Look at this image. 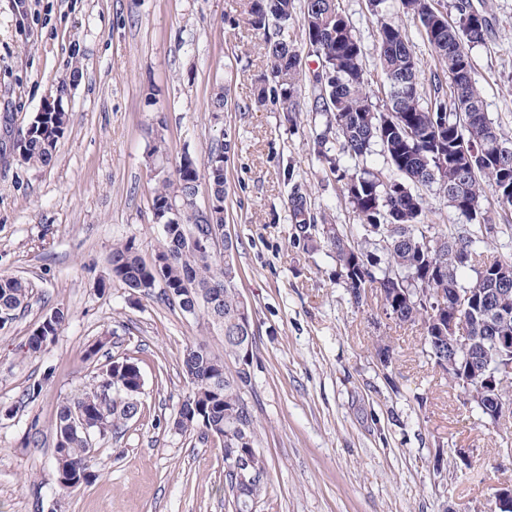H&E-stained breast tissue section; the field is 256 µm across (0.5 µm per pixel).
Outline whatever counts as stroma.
<instances>
[{
    "label": "stroma",
    "instance_id": "stroma-1",
    "mask_svg": "<svg viewBox=\"0 0 512 512\" xmlns=\"http://www.w3.org/2000/svg\"><path fill=\"white\" fill-rule=\"evenodd\" d=\"M0 0V275L26 279V308L0 324V512H227L218 439L173 428L191 385L192 343L223 354L197 316L139 296L113 277L115 245L145 261L166 246L151 209L150 154L224 160L225 230L238 243L240 289L256 330L244 390L268 463L257 512H494L512 484V418L491 423L423 354L421 326L355 303L323 249L295 241L288 192L299 183L318 222L356 233L358 218L312 150L322 119L300 87L296 124L258 98L270 62L245 23L249 0ZM490 22L470 50L472 76L512 140V0H473ZM362 49L367 90L384 97L369 0H339ZM424 75L440 64L412 15L388 0ZM224 109L213 111L215 83ZM67 85L68 127L47 166L13 145ZM68 313L39 353L26 342L52 308ZM391 346L381 362L376 345ZM140 370L141 413L101 441L89 481L58 484L52 424L109 358ZM40 382L29 401L24 391Z\"/></svg>",
    "mask_w": 512,
    "mask_h": 512
}]
</instances>
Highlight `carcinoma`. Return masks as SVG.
Instances as JSON below:
<instances>
[{
	"label": "carcinoma",
	"instance_id": "carcinoma-1",
	"mask_svg": "<svg viewBox=\"0 0 512 512\" xmlns=\"http://www.w3.org/2000/svg\"><path fill=\"white\" fill-rule=\"evenodd\" d=\"M386 0H370L378 20L377 57L389 91L395 84L401 92L377 107L365 91L367 78L362 50L351 23L341 14L337 0H305L302 17L303 50L291 38L294 27L293 0H250L246 24L262 36L270 60L274 86L270 89L286 121L297 111L299 83L308 79L310 111L325 116V127L313 139V151L326 161L330 175L342 183L344 197L358 217L368 251L331 224H317L311 205L298 185L288 200L296 239L319 240L336 261L338 276L351 299L359 303L366 289L384 296L400 324L422 322L424 348L440 367L448 360V348L434 341L438 329L431 321L441 316L448 295L482 292L493 272L485 264L511 266L500 254L483 259L488 242L498 240L512 250V232L487 224L482 203L487 193L494 198L512 188V143L498 132L472 77L470 46L484 41L487 19L468 10L467 0H451L456 22L450 23L430 0H403L405 9L417 17L426 40L440 63L442 75L422 81L416 57L406 34L386 17ZM315 57L318 67L306 74V59ZM70 117L65 109L35 115L33 126L14 144L18 161L48 165ZM380 153L396 178L360 165ZM224 158V145L210 151L203 167L179 166L175 178L155 175L152 209L162 214L182 203V197L198 195L200 179L209 185V196L224 199V168L213 170L216 158ZM463 176L460 189L476 209L461 210L459 197L448 185ZM435 186L448 207L467 218L453 231L446 224H426L420 190ZM224 228V211L216 210L198 223L163 225L166 248L153 263H146L134 245L119 244L112 250V275L146 297L162 287L160 299L174 300L185 312L202 314L205 329L224 333V356L212 354L204 343L187 347L182 371L191 393L173 419V427L205 439L224 434V450L248 449V473L241 481L226 469L224 492L232 512H257L268 484L267 461L255 450L257 430L242 390L251 382L250 364L256 331L248 301L239 289L238 246L233 240L213 235ZM468 268L474 277L464 281L458 271ZM31 289L18 277H0V321L28 302ZM494 304L507 317H493L484 299L465 306L464 312L475 337L472 349L483 351L492 363L512 360V350L497 349L487 336H512V290L500 292ZM44 338L30 337L28 352L38 353L58 334L68 313L56 307L49 313ZM235 371H224V359ZM135 364L126 362L112 370V400L102 398L93 385L77 396L63 400L58 408L53 434L65 439L54 447L58 479L66 489L79 486L74 477L89 471L93 456L84 434H65L75 412L84 416L100 439L134 419L140 411L135 400Z\"/></svg>",
	"mask_w": 512,
	"mask_h": 512
}]
</instances>
